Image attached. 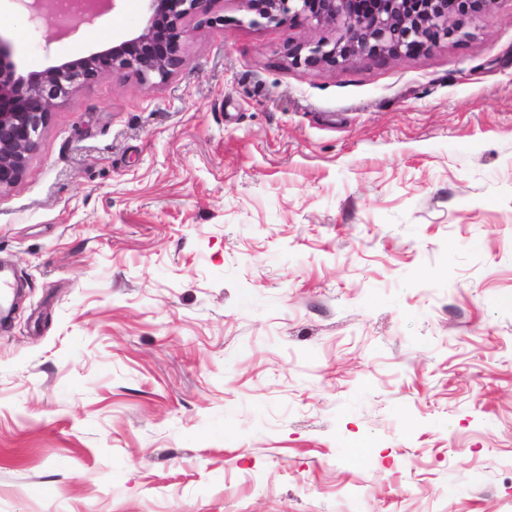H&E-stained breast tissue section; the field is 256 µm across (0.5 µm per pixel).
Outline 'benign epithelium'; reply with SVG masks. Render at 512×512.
<instances>
[{
    "label": "benign epithelium",
    "instance_id": "benign-epithelium-1",
    "mask_svg": "<svg viewBox=\"0 0 512 512\" xmlns=\"http://www.w3.org/2000/svg\"><path fill=\"white\" fill-rule=\"evenodd\" d=\"M119 0H94L66 25L44 32L46 43L92 25ZM142 30L112 46L59 61L23 75L9 44L0 38V189L15 185L46 128L51 109L76 89L114 72L144 84L166 81L184 64L185 42L196 20L224 27V0H147ZM253 25L306 23L340 31L334 40L288 43L294 67L336 68L361 56L420 55L461 34L462 21L499 0H240ZM27 19L39 25L56 15L53 0H18Z\"/></svg>",
    "mask_w": 512,
    "mask_h": 512
}]
</instances>
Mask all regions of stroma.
<instances>
[{
    "instance_id": "1",
    "label": "stroma",
    "mask_w": 512,
    "mask_h": 512,
    "mask_svg": "<svg viewBox=\"0 0 512 512\" xmlns=\"http://www.w3.org/2000/svg\"><path fill=\"white\" fill-rule=\"evenodd\" d=\"M146 15L0 36L24 73ZM224 15L0 190V512H512V0L333 69Z\"/></svg>"
}]
</instances>
